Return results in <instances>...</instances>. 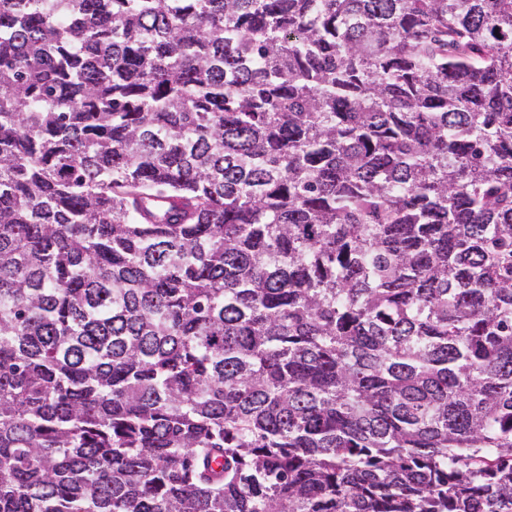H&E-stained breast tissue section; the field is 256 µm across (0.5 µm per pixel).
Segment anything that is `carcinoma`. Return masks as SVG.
I'll use <instances>...</instances> for the list:
<instances>
[{
	"label": "carcinoma",
	"instance_id": "1",
	"mask_svg": "<svg viewBox=\"0 0 512 512\" xmlns=\"http://www.w3.org/2000/svg\"><path fill=\"white\" fill-rule=\"evenodd\" d=\"M0 512H512V0H0Z\"/></svg>",
	"mask_w": 512,
	"mask_h": 512
}]
</instances>
